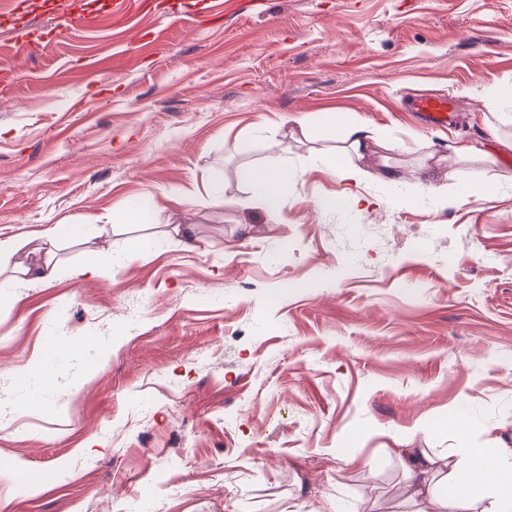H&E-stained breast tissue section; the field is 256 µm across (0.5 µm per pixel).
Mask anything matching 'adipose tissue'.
<instances>
[{
  "label": "adipose tissue",
  "instance_id": "ef3b65f1",
  "mask_svg": "<svg viewBox=\"0 0 512 512\" xmlns=\"http://www.w3.org/2000/svg\"><path fill=\"white\" fill-rule=\"evenodd\" d=\"M338 129L335 150L323 153L319 160L336 179L358 186L379 179L400 183L397 169L376 170L369 166L370 157L381 151H392L393 143L378 134L356 127L345 129L340 115L323 112L313 121L300 123L301 134L323 136ZM253 200L269 216H277L283 207L288 184V165L279 158L260 167H245L239 172ZM93 224H56L43 232L36 246L39 260L17 263L13 276L33 283L48 284L56 280L58 265L54 259L59 244L67 240H85L97 234ZM407 477L413 499L421 500L439 494L449 499L456 512H471L476 497L488 501L487 512H512V459L491 453L487 448H472L456 463H449L447 452H410Z\"/></svg>",
  "mask_w": 512,
  "mask_h": 512
}]
</instances>
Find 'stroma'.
<instances>
[{
    "mask_svg": "<svg viewBox=\"0 0 512 512\" xmlns=\"http://www.w3.org/2000/svg\"><path fill=\"white\" fill-rule=\"evenodd\" d=\"M27 2L19 25L0 0V240L102 233L0 305V512H442L412 502L407 449L512 450V111L486 95L512 83V0ZM429 93L455 98L448 127L409 108ZM326 111L393 140L402 184L329 206L336 137L290 125ZM473 141L496 165L448 157ZM274 157L272 218L239 169ZM133 198L193 249L109 227ZM92 251L114 284L72 276Z\"/></svg>",
    "mask_w": 512,
    "mask_h": 512,
    "instance_id": "35a3bbf8",
    "label": "stroma"
}]
</instances>
